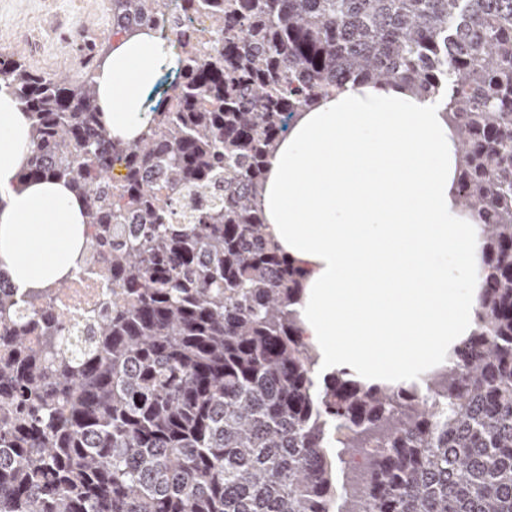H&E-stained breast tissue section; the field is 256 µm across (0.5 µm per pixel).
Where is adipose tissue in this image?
<instances>
[{
	"instance_id": "ef3b65f1",
	"label": "adipose tissue",
	"mask_w": 512,
	"mask_h": 512,
	"mask_svg": "<svg viewBox=\"0 0 512 512\" xmlns=\"http://www.w3.org/2000/svg\"><path fill=\"white\" fill-rule=\"evenodd\" d=\"M165 40L112 37L94 74L112 138L160 77ZM30 121L0 91V269L15 287L69 276L84 244L83 203L62 182L19 178ZM463 159L436 100L386 84H346L297 113L269 156L259 202L271 237L306 273L295 317L316 377L425 389L478 327L484 235L457 200Z\"/></svg>"
}]
</instances>
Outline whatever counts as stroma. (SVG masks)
Returning a JSON list of instances; mask_svg holds the SVG:
<instances>
[{
    "instance_id": "stroma-1",
    "label": "stroma",
    "mask_w": 512,
    "mask_h": 512,
    "mask_svg": "<svg viewBox=\"0 0 512 512\" xmlns=\"http://www.w3.org/2000/svg\"><path fill=\"white\" fill-rule=\"evenodd\" d=\"M111 33L112 14L97 0H0V41L40 69L78 71Z\"/></svg>"
}]
</instances>
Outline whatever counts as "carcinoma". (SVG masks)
Masks as SVG:
<instances>
[{"instance_id": "obj_1", "label": "carcinoma", "mask_w": 512, "mask_h": 512, "mask_svg": "<svg viewBox=\"0 0 512 512\" xmlns=\"http://www.w3.org/2000/svg\"><path fill=\"white\" fill-rule=\"evenodd\" d=\"M171 2L109 0L112 34L167 24ZM214 5L184 0L212 53L181 45L132 142L108 135L94 70L0 51L31 121L20 178L79 196L112 281L86 347L47 372L68 281L20 313L0 272V512H512V0ZM349 82L447 93L458 200L483 225L478 327L427 394L317 384L291 309L305 273L258 205L295 114ZM114 156L127 173L104 198ZM367 446L333 510V458Z\"/></svg>"}]
</instances>
